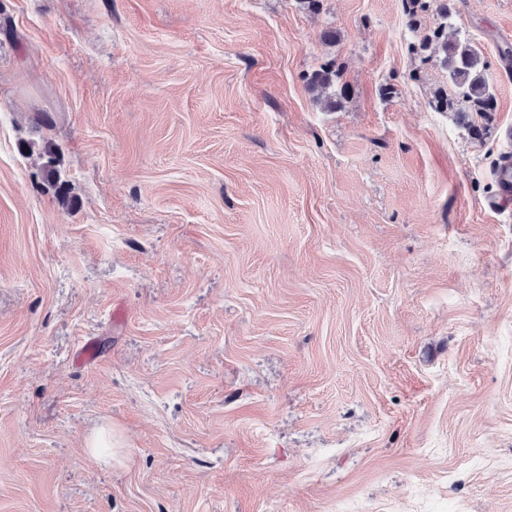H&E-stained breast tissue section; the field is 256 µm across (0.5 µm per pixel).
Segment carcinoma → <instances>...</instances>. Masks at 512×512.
<instances>
[{"label":"carcinoma","instance_id":"obj_1","mask_svg":"<svg viewBox=\"0 0 512 512\" xmlns=\"http://www.w3.org/2000/svg\"><path fill=\"white\" fill-rule=\"evenodd\" d=\"M439 14L441 22L424 38L420 48L440 51L441 62L458 89V98L438 93L432 100V107L439 112H453L459 118H466L471 112L493 111L494 95L484 77V62L479 52L467 42L448 40V4H441ZM338 78L336 63L330 62L313 72L308 82L314 89L326 90L334 87ZM46 154L48 161L43 169L44 178L53 187L57 198L65 205L68 203V188L57 174L54 152L48 149Z\"/></svg>","mask_w":512,"mask_h":512}]
</instances>
